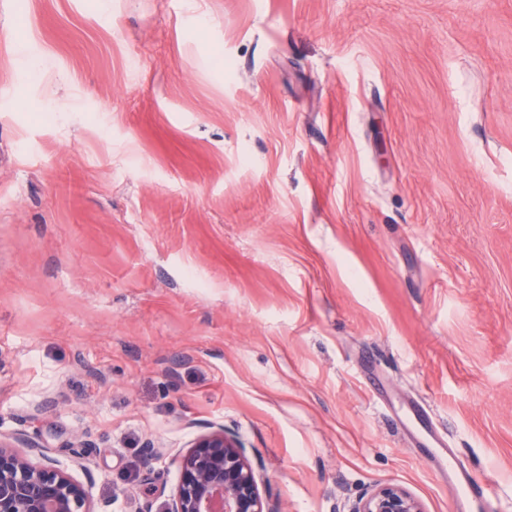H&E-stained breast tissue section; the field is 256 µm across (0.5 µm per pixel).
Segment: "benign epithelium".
<instances>
[{
  "mask_svg": "<svg viewBox=\"0 0 512 512\" xmlns=\"http://www.w3.org/2000/svg\"><path fill=\"white\" fill-rule=\"evenodd\" d=\"M35 452L39 461L16 449ZM176 494L166 512H275L260 494L237 440L220 428L199 436L182 457ZM0 512H94L88 487L74 480L39 438L0 436ZM352 512H425L405 489L385 485L359 499Z\"/></svg>",
  "mask_w": 512,
  "mask_h": 512,
  "instance_id": "7a95c632",
  "label": "benign epithelium"
}]
</instances>
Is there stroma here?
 <instances>
[{
  "instance_id": "obj_1",
  "label": "stroma",
  "mask_w": 512,
  "mask_h": 512,
  "mask_svg": "<svg viewBox=\"0 0 512 512\" xmlns=\"http://www.w3.org/2000/svg\"><path fill=\"white\" fill-rule=\"evenodd\" d=\"M0 0V435L164 512L221 428L279 512H512V0ZM399 423L411 435L414 445H425L430 448H438L440 458L439 471L448 482V489L451 490L456 502L466 506L468 512H496L497 503L489 495L487 489L492 486L489 479L483 482L476 475L468 470L456 466L452 457L453 453L448 450L438 434L436 424L426 408L420 402H411L406 405L402 416H397ZM351 512H425L422 504L405 489L385 485L364 495Z\"/></svg>"
}]
</instances>
